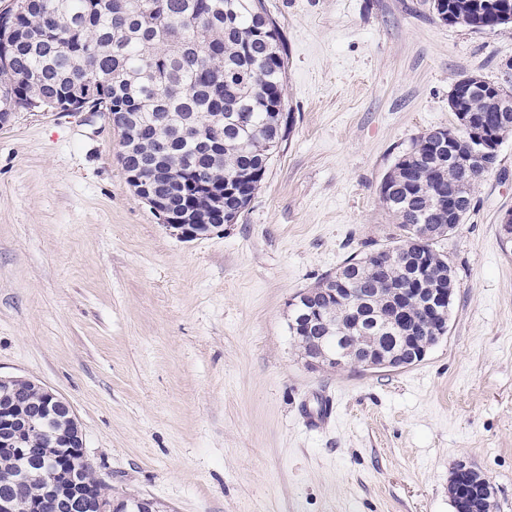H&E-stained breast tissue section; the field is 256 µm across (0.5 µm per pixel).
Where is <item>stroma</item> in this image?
<instances>
[{
  "label": "stroma",
  "instance_id": "stroma-1",
  "mask_svg": "<svg viewBox=\"0 0 512 512\" xmlns=\"http://www.w3.org/2000/svg\"><path fill=\"white\" fill-rule=\"evenodd\" d=\"M293 127L237 223L184 241L128 184L88 112L0 128V375L61 395L113 497L172 512H454L464 463L512 512V136L439 239L448 333L408 368L319 370L288 301L397 232L379 184L414 139L455 126V79L501 80L512 28L430 0H265ZM332 405L329 425L311 426Z\"/></svg>",
  "mask_w": 512,
  "mask_h": 512
}]
</instances>
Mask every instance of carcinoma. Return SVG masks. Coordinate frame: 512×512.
<instances>
[{
  "label": "carcinoma",
  "mask_w": 512,
  "mask_h": 512,
  "mask_svg": "<svg viewBox=\"0 0 512 512\" xmlns=\"http://www.w3.org/2000/svg\"><path fill=\"white\" fill-rule=\"evenodd\" d=\"M439 20L478 31L512 26V0H431ZM286 52L277 22L264 0H26L0 30V94L13 108L53 109L52 103L70 95L88 104L91 112H112L134 131L121 144L126 169L151 179L164 168L162 189L174 199L204 187L224 185V217L237 223L265 178L271 160L291 132L283 98ZM463 75L453 83L449 108L457 123L464 116L487 126L505 139L512 134V112L497 109L501 83ZM183 119L195 127L196 138L173 140V125ZM455 152L445 159L433 146L438 133L414 140L383 176L380 198L399 229L385 249L416 251V232L423 224L448 223V205L457 208L460 225L470 212L473 189L482 174L498 162V151L485 159L479 173L460 157L469 151L466 133L457 129ZM146 139L172 142L157 162ZM377 249L350 258L335 274L321 278V288L333 279L368 295L367 309L385 304L378 292L393 283L410 284L408 263H377ZM427 288H455L446 257L425 244ZM336 350L353 348L358 336H379L391 346L398 332L366 323L345 329L328 324L309 332ZM80 434L76 418L58 407L27 443L43 449L39 457L22 460L12 448V435L0 432V493L10 477L23 480L27 505L40 503L42 512H64L47 500L46 477L52 459L63 452L59 435ZM80 487L95 499H109L106 484L94 475L90 462L79 463Z\"/></svg>",
  "instance_id": "cac0c4a2"
}]
</instances>
